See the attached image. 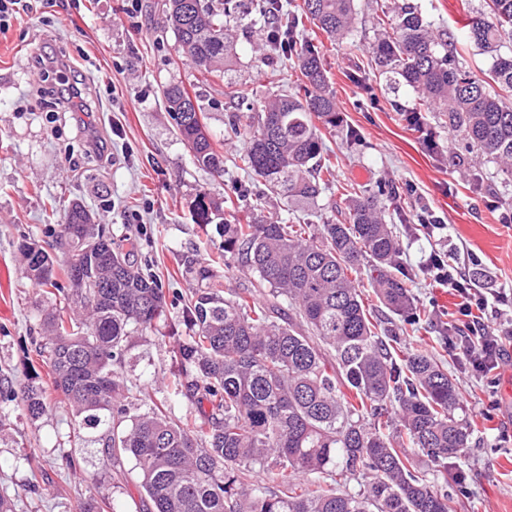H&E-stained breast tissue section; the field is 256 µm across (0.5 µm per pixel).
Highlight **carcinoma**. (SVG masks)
<instances>
[{
	"instance_id": "carcinoma-1",
	"label": "carcinoma",
	"mask_w": 512,
	"mask_h": 512,
	"mask_svg": "<svg viewBox=\"0 0 512 512\" xmlns=\"http://www.w3.org/2000/svg\"><path fill=\"white\" fill-rule=\"evenodd\" d=\"M487 6L492 19L466 6L463 24L470 43L492 59L483 77L463 67L453 44L411 3L382 21L372 60L389 92L412 88L420 105L448 118V131L466 148L512 176V105L492 91H512V54L501 53L512 35V0ZM237 9L235 0L219 8L211 0H166L178 52L203 73L227 65L224 16ZM304 18L327 37L346 39L354 0H303L299 13L284 14L300 92L249 117L240 169L288 205L317 209L336 171L324 157L321 128L342 119L317 46L296 39ZM162 96L194 166L224 170L197 98L178 83ZM220 211L201 191L192 219L211 224ZM64 237L75 247L59 256L30 239L18 246L29 279L70 303L68 316L46 317V336L35 346L50 381L31 363L24 381L0 385V399L37 420L53 406L52 393L61 395L78 419L73 438L101 430L105 467L118 480L135 474L150 512H454L435 477L448 479L470 436L457 384L425 351L392 353L350 277L366 269L378 301L400 319L415 324L425 315L401 277L400 242L377 197H351L341 224L225 221L224 254L255 274L250 288H225L212 264L188 261L204 287L181 308L192 334L173 348L169 387L196 406L201 422L191 413L173 416L170 406L127 416L133 394L121 374L125 352L132 338L167 320L166 294L78 200L60 224L56 239ZM89 242L91 256L83 252ZM107 507L89 495L78 499L77 512Z\"/></svg>"
}]
</instances>
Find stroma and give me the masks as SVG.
Wrapping results in <instances>:
<instances>
[{
	"label": "stroma",
	"mask_w": 512,
	"mask_h": 512,
	"mask_svg": "<svg viewBox=\"0 0 512 512\" xmlns=\"http://www.w3.org/2000/svg\"><path fill=\"white\" fill-rule=\"evenodd\" d=\"M157 2L141 0L133 16L131 0H52L0 35V372L13 380L22 379L33 359L31 339L42 335L49 311L45 293L24 273L17 246L25 237L52 242V210L82 200L117 244L133 249L139 266L160 275L168 296L183 298L196 286L184 271L185 257L207 259L224 243L221 222L203 230L191 217L199 191L209 192L224 215L240 224L285 215L262 179L234 165L247 141L232 133V123L246 122L275 96L296 89L291 58L267 43L261 0H243L230 15L233 69L209 78L178 55ZM392 2L355 0L357 27L340 43L311 24L300 28L320 49L343 124L324 135L337 166L320 215L300 211L296 217L312 224L322 217L334 221L348 191L382 194L409 286L429 319L402 323L376 301L365 279L364 302L400 346L430 352L454 321L455 299L419 277L418 265L437 249L475 276L484 291L512 295V185L487 159L472 158L466 168L449 163V152L464 153L465 142L434 112L424 113L422 129H414L403 110L417 103L416 93L406 86L391 96L376 79L368 53L372 18ZM411 2L454 40L467 70L488 72L491 58L468 43L460 22L464 8L486 11L485 0ZM45 52L73 63L82 75L90 113L68 111L34 83L32 72ZM172 82L197 94L212 141L224 153L223 177L197 169L178 138L161 95ZM229 82L242 97L225 96ZM428 211L443 226L432 237L416 226L418 215ZM187 333L175 319L134 339L122 368L136 398L131 413L170 400L172 344ZM506 350L509 359L494 385L455 354L445 357L465 390L461 404L473 430L458 466L465 481L447 485L456 512H512V342ZM0 414L14 424L9 435H0V493L14 499L17 512H74L82 493L115 502L119 512H139L143 490L136 479H114L101 463L98 444L72 448L68 436L75 418L68 406L55 404L35 421L13 403H0ZM69 454L80 462L74 475L65 466ZM35 470L42 476L34 485Z\"/></svg>",
	"instance_id": "35a3bbf8"
}]
</instances>
